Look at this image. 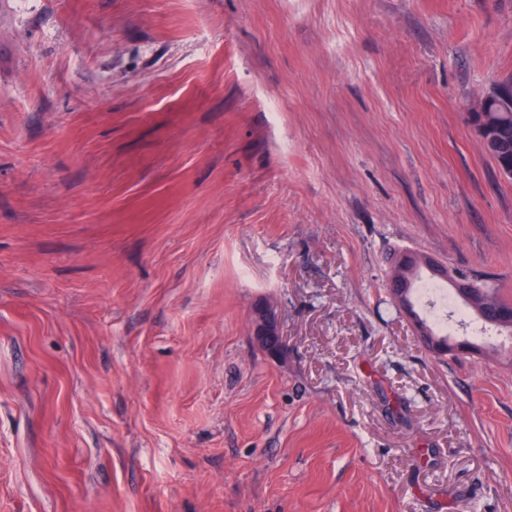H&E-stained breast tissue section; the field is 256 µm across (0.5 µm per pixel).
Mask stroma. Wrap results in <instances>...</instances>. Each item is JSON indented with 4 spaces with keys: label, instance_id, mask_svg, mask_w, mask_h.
<instances>
[{
    "label": "stroma",
    "instance_id": "stroma-1",
    "mask_svg": "<svg viewBox=\"0 0 512 512\" xmlns=\"http://www.w3.org/2000/svg\"><path fill=\"white\" fill-rule=\"evenodd\" d=\"M509 82L512 0H0V512H512V340L385 288L512 301ZM485 112L472 124L485 151L500 172L512 169V84L505 83L485 98ZM409 261H412L414 266H419L426 270L428 273L435 275L441 279H448V269L440 265L430 256L421 254L415 251H402L396 257L394 265L395 267H401L403 270L406 269ZM405 283V280L402 279V285ZM398 284L396 280L391 277V272L387 276V291L390 296H401L405 295L406 307L411 314L415 316V324L425 325L430 331V336H417L421 339L423 344L430 350L433 351L435 348H446L448 349V332L444 327L443 319H440L438 316H435L433 324L431 325L426 318H422L419 314H417L414 310V301H420L426 297L424 291L427 288H433L437 291V283L436 278L430 277L427 279H422L418 274L415 277V282L412 288H403V286ZM446 332L445 335H441V333ZM279 336V326L272 310L267 307H259L255 310L253 317V339L260 346L265 347L268 340Z\"/></svg>",
    "mask_w": 512,
    "mask_h": 512
}]
</instances>
